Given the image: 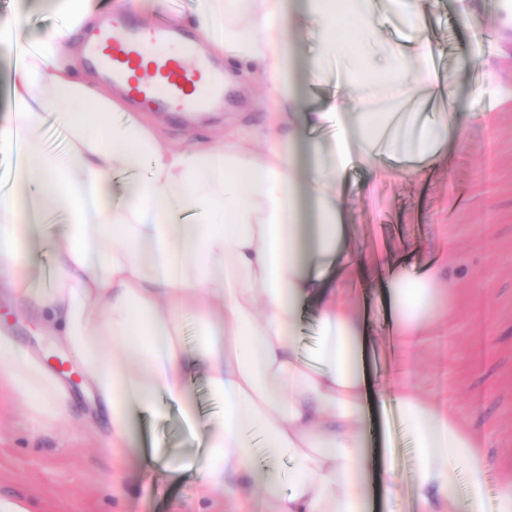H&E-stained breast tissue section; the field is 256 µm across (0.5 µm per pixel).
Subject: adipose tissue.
<instances>
[{"label":"adipose tissue","mask_w":512,"mask_h":512,"mask_svg":"<svg viewBox=\"0 0 512 512\" xmlns=\"http://www.w3.org/2000/svg\"><path fill=\"white\" fill-rule=\"evenodd\" d=\"M64 2L67 22L44 32L16 68L10 118L0 125V154L23 153L13 184L30 204L24 219L13 192L0 195V288L75 354L108 418L103 445L113 455L132 453L135 415H160L162 401L176 404L185 421L200 420L189 395L200 374L224 403L202 441L201 499L220 495L226 512H251L259 490L266 512H366L359 469L369 394L360 323L326 277L344 257L339 187L349 145L338 136L340 162L315 182L321 222L313 259L305 261L297 162L283 143L315 134L323 113L305 106L288 80L293 20L282 0H196L188 19L265 85L274 131L260 153L239 133L203 149L161 144L80 73L70 45L89 17V0ZM353 14L357 40L345 56L335 0H306L305 15L318 24L308 76L319 79L326 63L343 56L345 84L361 103H369L375 83L393 90L396 105L373 108L361 127L363 159L395 151L423 159L456 139L452 124H427L407 139L395 118L425 84L405 53L377 54L372 0H359ZM82 101L93 112H73ZM50 123L67 130L66 155L38 145ZM116 181L122 195L100 209V196ZM57 206L67 222L50 242L49 281L39 285L27 252L30 222ZM391 295L402 346L412 348L439 292L428 280L404 277L392 282ZM311 300L320 308V336L308 349L301 332ZM188 318L198 328L191 344L183 339ZM0 384L25 402L41 430L69 422L61 376L1 328ZM394 399L414 438L415 512H482L483 442L453 409L410 383H400ZM463 471L473 486L464 500L456 494Z\"/></svg>","instance_id":"ef3b65f1"}]
</instances>
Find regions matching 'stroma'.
Returning a JSON list of instances; mask_svg holds the SVG:
<instances>
[{
	"label": "stroma",
	"instance_id": "35a3bbf8",
	"mask_svg": "<svg viewBox=\"0 0 512 512\" xmlns=\"http://www.w3.org/2000/svg\"><path fill=\"white\" fill-rule=\"evenodd\" d=\"M128 0H92L94 17L74 36L72 51L84 58L87 38L108 16L132 13L152 20ZM423 26L413 31L393 9H380V46L399 44L417 56L421 77L451 81L449 111L424 108L429 120L455 115L461 143L444 144L437 157L409 166L405 160L353 164L342 194L343 247L378 260L374 269L354 275L342 268L328 275L337 293L354 307L363 345L387 347L395 326L386 282L426 275L433 287L451 289L441 298L442 315L432 319L425 343L411 355L394 349L379 371L382 388L410 374L422 395L453 407L474 432L486 434L489 469L485 512H493L500 484L512 479V30L499 20L505 0H421ZM1 17H18L17 36L26 40L67 19L63 0H0ZM291 69L302 83L307 105L320 108L336 94L342 70L326 67L321 84L305 82L315 49L304 31L291 33ZM441 68H433L431 56ZM213 69L228 71L224 98L193 122L184 113L148 110L125 100L166 145L203 147L238 130L253 135L262 151L271 123L263 86L245 77L223 55L208 52ZM357 102L346 97L338 113L328 114L320 133L319 161L332 166L338 129L355 130ZM0 323L15 341L36 354L54 349L49 365L58 373L75 365L68 349L42 329L38 317L16 306L0 288ZM73 412L64 433L35 431L20 398L0 392V498L29 512H225L220 499L203 503L200 453L204 427L188 428L175 406L164 416L138 420L140 449L124 466H113L100 443L108 423L86 386L70 383ZM386 461L400 475L393 493L381 498L383 512H414L411 478L412 435L386 402L379 425ZM162 445L178 468L162 470L153 458Z\"/></svg>",
	"mask_w": 512,
	"mask_h": 512
}]
</instances>
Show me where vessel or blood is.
Here are the masks:
<instances>
[{
	"label": "vessel or blood",
	"instance_id": "1",
	"mask_svg": "<svg viewBox=\"0 0 512 512\" xmlns=\"http://www.w3.org/2000/svg\"><path fill=\"white\" fill-rule=\"evenodd\" d=\"M174 30L164 23L130 25L104 21L88 41V52L126 92L147 108L200 107L222 91L221 78L207 64L184 69L170 56Z\"/></svg>",
	"mask_w": 512,
	"mask_h": 512
}]
</instances>
